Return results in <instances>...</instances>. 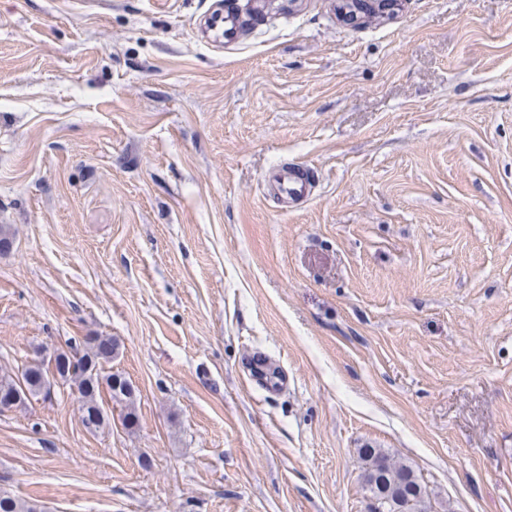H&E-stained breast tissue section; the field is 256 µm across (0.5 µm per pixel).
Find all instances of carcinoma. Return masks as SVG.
<instances>
[{
	"mask_svg": "<svg viewBox=\"0 0 512 512\" xmlns=\"http://www.w3.org/2000/svg\"><path fill=\"white\" fill-rule=\"evenodd\" d=\"M119 341L111 336H88L79 345L58 351L56 371L58 380L48 379L46 365L34 359L13 372L0 374V403L22 392L18 406H25L30 399L49 394L50 384H63L79 394L80 417L83 426L93 425L100 430L110 423L104 406L102 392L109 400L125 407L123 424H135L133 408L135 388L118 374L105 373V365L118 355ZM365 462L364 486L377 502L392 504L400 512H421L423 488L413 470L379 448L360 449ZM0 512H37L33 502L19 499L0 491Z\"/></svg>",
	"mask_w": 512,
	"mask_h": 512,
	"instance_id": "1",
	"label": "carcinoma"
}]
</instances>
